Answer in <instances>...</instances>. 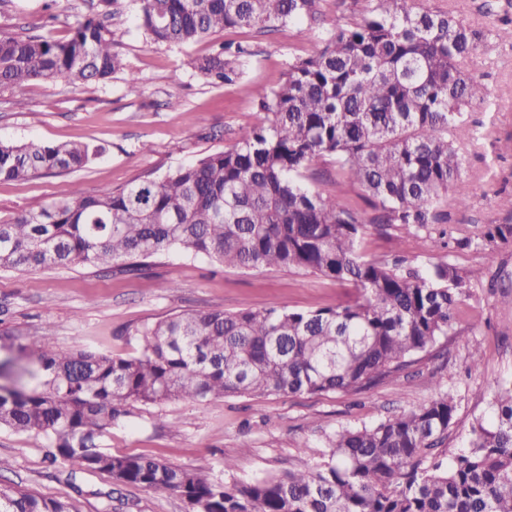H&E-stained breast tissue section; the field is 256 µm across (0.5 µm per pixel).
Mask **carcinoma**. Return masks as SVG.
<instances>
[{"mask_svg":"<svg viewBox=\"0 0 512 512\" xmlns=\"http://www.w3.org/2000/svg\"><path fill=\"white\" fill-rule=\"evenodd\" d=\"M155 43L186 46L226 28L269 34L307 22L313 51L288 63L285 79L261 95L263 118L238 143L163 176L92 194L71 184L37 210L0 222V269L74 265L128 271L170 250L228 268L303 270L359 290L350 305L296 311L180 314L137 328L139 353L115 357L59 350L3 332L17 379L0 385V429L43 438L52 464L110 476L156 495L179 493L196 512H512V382L497 386L491 415L472 424L467 446L441 459L455 417L452 391L372 426L326 436L321 465L227 483L100 447L130 403L158 405L229 396L359 391L409 367L448 335L467 282L446 261L423 273L359 251L366 225L405 230L448 223L468 207L458 143L463 107L487 96L462 67L481 33L418 0H372L362 17L319 31L320 0H130ZM248 50L194 60L207 80L233 83ZM124 74L112 31L88 17L65 40L0 32V87L66 79L76 86ZM105 146L0 143V181L86 167ZM330 158L365 194L360 216L341 196L306 183ZM34 376L40 389L19 379ZM0 512H71L62 500L0 486Z\"/></svg>","mask_w":512,"mask_h":512,"instance_id":"carcinoma-1","label":"carcinoma"}]
</instances>
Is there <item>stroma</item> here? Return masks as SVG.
<instances>
[{"label": "stroma", "mask_w": 512, "mask_h": 512, "mask_svg": "<svg viewBox=\"0 0 512 512\" xmlns=\"http://www.w3.org/2000/svg\"><path fill=\"white\" fill-rule=\"evenodd\" d=\"M0 0V31L67 37L71 24L102 16L113 33L114 49L138 73L143 92H127L121 77L85 87L67 80L32 81L0 89V143L36 141L47 145H104L88 167L70 174H44L22 182H0V220L39 208L68 183L88 193L119 190L133 180L162 176L206 154L233 145L262 117L261 93L280 83L288 63L311 50L295 24L271 34L229 28L198 43L178 47L146 39L131 9L112 14L103 0ZM425 7L449 11L482 32L467 68L488 94L464 114L475 139L461 145V179L469 192L466 211H449L444 225L420 229L367 227L364 254L402 257L425 270L426 237L445 236L448 245L435 260L454 265L471 295L458 308L447 336L417 355L407 373L357 392L294 396L225 397L206 402L173 399L136 405L131 417L113 426L105 451L137 454L170 465L197 468L223 478L225 460L232 474L247 482L319 463L324 434L344 427L373 425L413 410L436 394L435 382L453 391L456 411L446 448L467 444L472 423L487 415L499 382L512 380V239L489 244L491 224H512V43L495 31L512 19V0H422ZM223 43L248 46L240 76L231 84L212 83L194 69V59ZM178 108H171V101ZM323 193L341 191L363 211L368 204L358 184L329 160L311 167ZM355 289L298 270L232 269L189 252H163L146 269L77 266L21 273L0 270V309L5 330L45 340L63 350L97 349L127 357L139 349L134 329L196 311H259L281 302L311 310L353 301ZM482 362L472 367L470 356ZM19 486L73 503L76 512H192L180 495L158 496L126 486L110 476L88 473L44 460L42 438L0 429V486Z\"/></svg>", "instance_id": "obj_1"}]
</instances>
